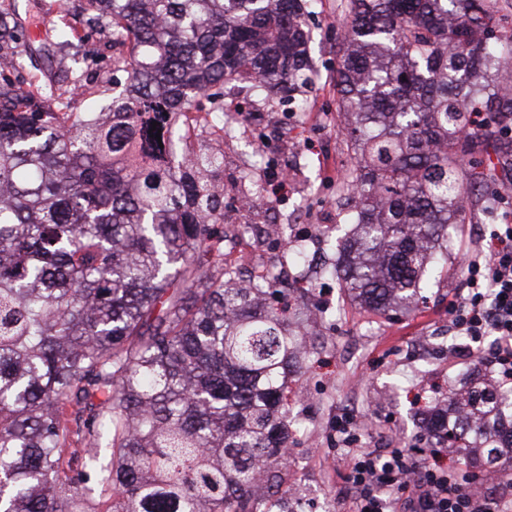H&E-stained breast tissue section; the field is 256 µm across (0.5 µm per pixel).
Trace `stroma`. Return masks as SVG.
<instances>
[{"label": "stroma", "instance_id": "35a3bbf8", "mask_svg": "<svg viewBox=\"0 0 512 512\" xmlns=\"http://www.w3.org/2000/svg\"><path fill=\"white\" fill-rule=\"evenodd\" d=\"M341 20V0H321L306 19L312 31L311 55L321 73L308 95L307 111H291L275 97L268 104L254 105L244 95L230 94L225 98L227 105L251 116V124L224 138L201 127L187 143L188 151L223 156V166L213 170L210 178L223 185L228 203L254 195L266 181V171L254 162V143L262 139L273 146L281 169L293 177L288 195L268 209L226 212L217 229L225 234L235 225L263 224L273 218L286 225L287 240L326 265L336 258L337 238L349 229V206L336 190L337 174L349 163L344 115L334 82ZM96 48L95 63L83 72V91L73 98L81 113L90 111L92 103L107 104L124 85L122 72L112 64L111 40L98 39ZM286 121L295 126L297 139L283 145L278 131ZM490 225L480 216L456 226L443 246L448 254L447 278L432 282L427 304L411 313L381 318L353 302L337 279L314 278L305 301L320 312L322 325L310 340L307 373L294 387L293 413L299 430L288 469L289 481L305 503L335 496L344 486L346 469L336 463L330 441L336 416L347 411L367 416L388 441L403 448L417 447L429 400L447 393L449 381L461 378L475 361L489 362L493 349L489 340L481 343L472 360L457 359L452 349L443 347L419 357L414 344L447 325L448 303L466 276L461 260L481 249Z\"/></svg>", "mask_w": 512, "mask_h": 512}]
</instances>
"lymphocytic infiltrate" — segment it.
Masks as SVG:
<instances>
[{
  "label": "lymphocytic infiltrate",
  "mask_w": 512,
  "mask_h": 512,
  "mask_svg": "<svg viewBox=\"0 0 512 512\" xmlns=\"http://www.w3.org/2000/svg\"><path fill=\"white\" fill-rule=\"evenodd\" d=\"M465 286L448 305L449 322L472 342L494 337L492 362L512 378V222L497 225L483 254L467 257ZM356 418L342 415L336 431L344 446L337 459L348 470V489L335 512H512L497 495L499 478L464 467L433 448H368Z\"/></svg>",
  "instance_id": "obj_1"
}]
</instances>
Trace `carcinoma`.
I'll return each mask as SVG.
<instances>
[{
  "label": "carcinoma",
  "instance_id": "cac0c4a2",
  "mask_svg": "<svg viewBox=\"0 0 512 512\" xmlns=\"http://www.w3.org/2000/svg\"><path fill=\"white\" fill-rule=\"evenodd\" d=\"M314 2L78 0L79 26L127 46L104 119L0 71V512H256L260 478L267 512L289 499L288 375L303 373L306 337L268 289L229 270L209 282L224 201L204 174L219 160L182 169L167 121L207 93L233 133L219 102L233 83L306 111ZM341 7L340 187L356 232L326 273L386 318L442 275L448 225L512 206V27L497 0ZM83 39L70 25L39 40L16 0L0 3L1 61L20 47L87 60ZM508 420L512 389L478 375L448 388L425 447L505 471Z\"/></svg>",
  "mask_w": 512,
  "mask_h": 512
}]
</instances>
